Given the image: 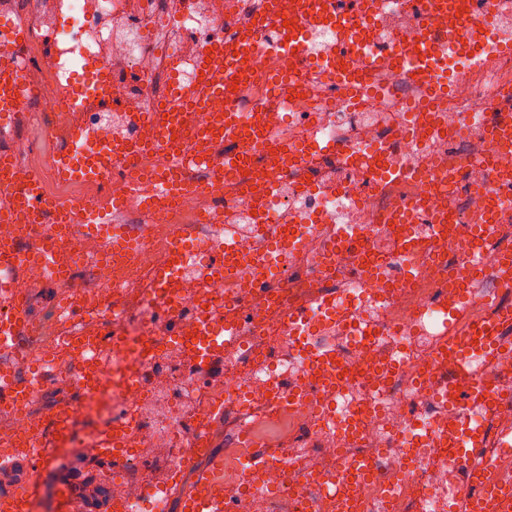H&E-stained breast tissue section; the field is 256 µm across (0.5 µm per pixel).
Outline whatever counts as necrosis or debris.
<instances>
[{
    "label": "necrosis or debris",
    "mask_w": 512,
    "mask_h": 512,
    "mask_svg": "<svg viewBox=\"0 0 512 512\" xmlns=\"http://www.w3.org/2000/svg\"><path fill=\"white\" fill-rule=\"evenodd\" d=\"M476 2L474 39L459 51L449 40L464 18L434 21L419 0H387L362 14L373 50L362 58L353 44L340 46L339 73L313 53L292 64L274 49L242 62L230 106L268 134L266 153L217 182L225 156L245 143L195 139L191 150L203 165L182 166V191L151 210L147 179L168 167L165 146L95 180L59 172L57 154L86 126L101 133L93 152L115 132L152 137L133 113L155 111L187 87L202 53L233 47L265 0H0V70L39 90L21 99L20 116L0 122L10 183L20 190L39 179L45 197L95 204L144 240L108 262L105 242L73 226L53 268L14 267L24 305L47 286L54 307L23 333L20 365L38 394L0 407V459L18 455L27 436L47 434L51 413L38 396L51 390L61 396L55 412L71 426L97 418L100 430L117 434L118 453L135 459L161 446L180 456L223 406L225 431L283 457L264 470L262 490L246 492L239 472L248 450L226 448L220 482L228 512H272L282 494L290 512H302L309 499L315 512H344L343 499L320 481L348 475L360 461L377 474L364 487V512H465L470 472L453 463L452 451L470 423L481 430L482 461L511 477L503 437L512 434V402L464 418L444 387L476 379L489 392H512V352L461 364L448 351L459 331L512 311V286L494 271L463 293L448 285L470 250L489 259L512 252V150L494 167L481 162L495 120L488 99L512 112V49L502 39L512 0ZM431 24L442 89L427 114L419 108L426 89L394 55L398 35ZM315 139L342 154L308 153ZM257 180L277 182V193L252 195ZM494 199L503 204L497 223L473 235ZM216 212L223 223H208ZM232 223L244 227L236 243L249 263L208 278V250ZM283 224L298 240L280 254L274 246ZM180 238L191 270L161 287L155 274ZM205 307L216 327L237 331L219 380L191 364ZM291 312L304 323L286 336ZM326 331L335 333L342 361V381L331 388L315 384L304 350ZM116 338L126 344L120 356ZM88 374L95 388H87ZM161 393L170 403L160 438L143 408ZM165 501V491L143 481H112L114 512H163Z\"/></svg>",
    "instance_id": "1"
}]
</instances>
